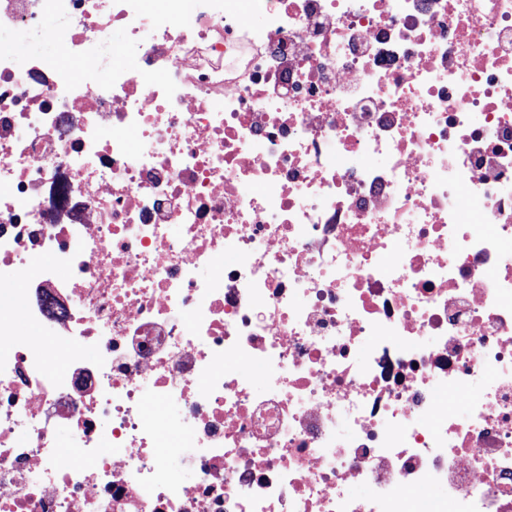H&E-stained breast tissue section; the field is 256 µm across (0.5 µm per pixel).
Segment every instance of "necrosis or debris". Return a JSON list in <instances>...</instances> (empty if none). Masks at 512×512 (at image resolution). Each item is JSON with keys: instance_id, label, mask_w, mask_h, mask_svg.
Here are the masks:
<instances>
[{"instance_id": "1", "label": "necrosis or debris", "mask_w": 512, "mask_h": 512, "mask_svg": "<svg viewBox=\"0 0 512 512\" xmlns=\"http://www.w3.org/2000/svg\"><path fill=\"white\" fill-rule=\"evenodd\" d=\"M254 2L0 0V512H512V0ZM113 51L112 63L115 66L132 69L136 64V53L132 46L128 45L119 33L112 37Z\"/></svg>"}]
</instances>
